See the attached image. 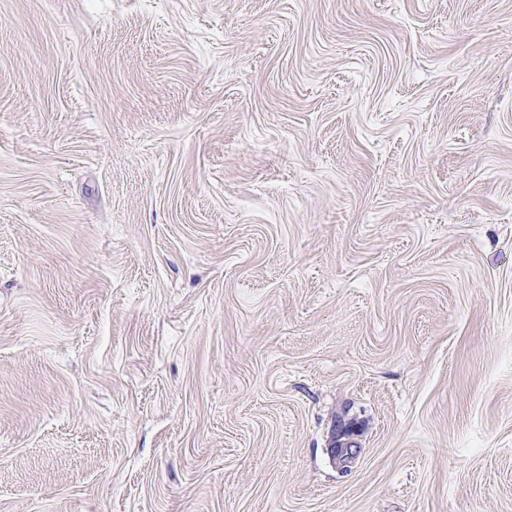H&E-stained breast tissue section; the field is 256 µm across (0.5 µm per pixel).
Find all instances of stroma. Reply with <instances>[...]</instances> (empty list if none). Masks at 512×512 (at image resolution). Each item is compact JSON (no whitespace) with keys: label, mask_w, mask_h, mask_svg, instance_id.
<instances>
[{"label":"stroma","mask_w":512,"mask_h":512,"mask_svg":"<svg viewBox=\"0 0 512 512\" xmlns=\"http://www.w3.org/2000/svg\"><path fill=\"white\" fill-rule=\"evenodd\" d=\"M0 512H512V0H0Z\"/></svg>","instance_id":"35a3bbf8"}]
</instances>
